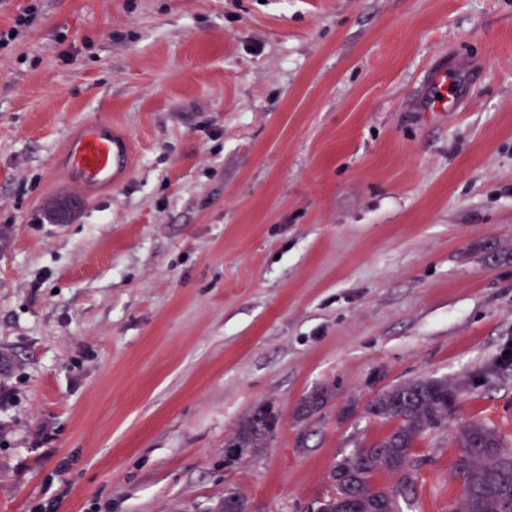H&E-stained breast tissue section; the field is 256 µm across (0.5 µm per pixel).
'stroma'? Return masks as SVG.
<instances>
[{
  "instance_id": "stroma-1",
  "label": "stroma",
  "mask_w": 512,
  "mask_h": 512,
  "mask_svg": "<svg viewBox=\"0 0 512 512\" xmlns=\"http://www.w3.org/2000/svg\"><path fill=\"white\" fill-rule=\"evenodd\" d=\"M14 28L0 512H316L388 430L366 402L427 375L465 389L401 508L454 512L459 422L512 448V0H0ZM87 122L132 164L81 195ZM273 428V420L266 409H260L247 419L230 445L234 448H262L265 435Z\"/></svg>"
}]
</instances>
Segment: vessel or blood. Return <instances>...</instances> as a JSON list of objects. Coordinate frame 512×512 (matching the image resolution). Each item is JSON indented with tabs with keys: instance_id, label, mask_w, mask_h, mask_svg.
Masks as SVG:
<instances>
[{
	"instance_id": "vessel-or-blood-1",
	"label": "vessel or blood",
	"mask_w": 512,
	"mask_h": 512,
	"mask_svg": "<svg viewBox=\"0 0 512 512\" xmlns=\"http://www.w3.org/2000/svg\"><path fill=\"white\" fill-rule=\"evenodd\" d=\"M66 166L78 192L118 183L130 168V145L125 138L90 123L67 145Z\"/></svg>"
}]
</instances>
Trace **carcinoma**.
I'll list each match as a JSON object with an SVG mask.
<instances>
[{
	"mask_svg": "<svg viewBox=\"0 0 512 512\" xmlns=\"http://www.w3.org/2000/svg\"><path fill=\"white\" fill-rule=\"evenodd\" d=\"M461 385L445 378L423 377L390 387L375 395L366 412L384 423H393L383 437L367 442L354 456L336 463L331 471L332 493L318 506V512H400L399 498L416 484L420 438L448 426L459 407ZM329 402L325 391H315L299 406L309 417ZM273 428L264 409L247 419L230 444L231 448H260ZM456 440L461 453L454 469L463 484L456 512H512V451L503 450L500 434L480 419L459 427ZM385 471L398 476L393 488L376 485L373 476ZM251 512V504L238 493L224 494L218 512Z\"/></svg>",
	"mask_w": 512,
	"mask_h": 512,
	"instance_id": "1",
	"label": "carcinoma"
}]
</instances>
